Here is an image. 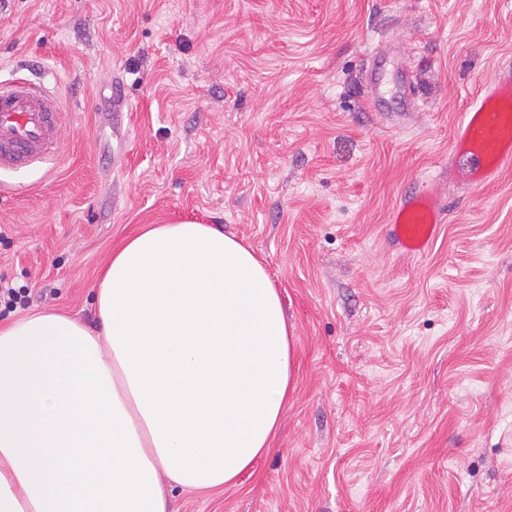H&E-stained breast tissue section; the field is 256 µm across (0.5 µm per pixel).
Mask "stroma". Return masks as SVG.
<instances>
[{
	"instance_id": "35a3bbf8",
	"label": "stroma",
	"mask_w": 512,
	"mask_h": 512,
	"mask_svg": "<svg viewBox=\"0 0 512 512\" xmlns=\"http://www.w3.org/2000/svg\"><path fill=\"white\" fill-rule=\"evenodd\" d=\"M381 43L410 51L414 115L370 108ZM508 63L512 0H0V82L63 110L60 160L0 173V278L27 310L95 325L112 250L196 220L256 251L294 326L270 452L173 512H512V166L449 188L423 256L386 223Z\"/></svg>"
}]
</instances>
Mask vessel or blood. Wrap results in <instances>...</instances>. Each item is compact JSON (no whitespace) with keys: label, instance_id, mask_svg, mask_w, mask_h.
<instances>
[{"label":"vessel or blood","instance_id":"b4317fda","mask_svg":"<svg viewBox=\"0 0 512 512\" xmlns=\"http://www.w3.org/2000/svg\"><path fill=\"white\" fill-rule=\"evenodd\" d=\"M396 63L405 83L402 112L418 101L409 85L414 74L404 55L376 48L363 71L369 101L386 111L385 71ZM62 115L57 99L24 77L0 87V171H19L55 162L61 154ZM512 165V66L500 67L469 103L454 127L448 148V174L401 196L389 219L390 235L403 255L426 254L446 218L448 183L482 189Z\"/></svg>","mask_w":512,"mask_h":512}]
</instances>
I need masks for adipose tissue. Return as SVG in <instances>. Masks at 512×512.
<instances>
[{
    "mask_svg": "<svg viewBox=\"0 0 512 512\" xmlns=\"http://www.w3.org/2000/svg\"><path fill=\"white\" fill-rule=\"evenodd\" d=\"M0 326V512H169L267 452L293 330L253 249L210 224H149L95 288Z\"/></svg>",
    "mask_w": 512,
    "mask_h": 512,
    "instance_id": "obj_1",
    "label": "adipose tissue"
}]
</instances>
